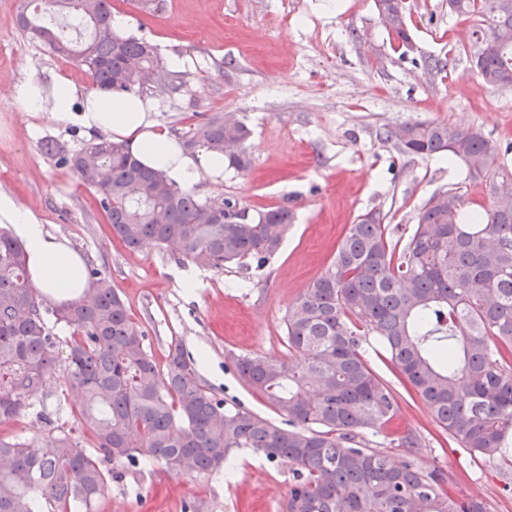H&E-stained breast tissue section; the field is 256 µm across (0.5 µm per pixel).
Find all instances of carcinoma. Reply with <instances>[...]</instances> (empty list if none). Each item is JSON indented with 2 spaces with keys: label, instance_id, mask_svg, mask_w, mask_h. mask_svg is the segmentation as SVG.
Here are the masks:
<instances>
[{
  "label": "carcinoma",
  "instance_id": "cac0c4a2",
  "mask_svg": "<svg viewBox=\"0 0 512 512\" xmlns=\"http://www.w3.org/2000/svg\"><path fill=\"white\" fill-rule=\"evenodd\" d=\"M22 37L86 68L96 89L111 94L184 87L181 72L143 39L109 30V0H28ZM380 23L408 57L412 36L404 0H375ZM448 9L477 19L471 31L476 72L491 88L512 86V40L490 39L491 27L512 31V0H448ZM162 65L154 87L130 67ZM250 127L232 114L205 117L183 135L184 146L248 167ZM401 155L446 156L468 178L489 186L488 204L467 210L445 191L420 208L407 229L377 210L348 225L332 264L298 298L285 320L288 358L235 359L240 378L286 417L275 424L205 386L181 345L170 346L164 371L148 350L110 277L90 268L93 288L51 306L28 283L23 243L0 229V423L34 413L51 438L0 437V512H93L110 480L127 466L160 463L174 473L231 469L249 449L288 466L285 512H487L477 498L447 487L444 471L414 459L417 433L397 438L402 455L365 438L398 412L395 392L370 368L367 346L391 362L450 438L484 460L503 458L512 435V152L476 130L407 121L386 132ZM47 154L70 165L100 195L112 232L134 250L174 247L182 259L242 279L281 246L294 221L285 206L250 209L237 199H201L136 160L120 142L101 139L73 152L56 141ZM71 329L66 357L50 323ZM64 369L80 395L72 426L51 418L36 396ZM93 440V450L79 434ZM112 464L107 469L103 463Z\"/></svg>",
  "mask_w": 512,
  "mask_h": 512
}]
</instances>
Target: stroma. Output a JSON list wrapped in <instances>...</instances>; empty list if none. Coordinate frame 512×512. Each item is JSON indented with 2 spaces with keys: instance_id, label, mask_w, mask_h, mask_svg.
Returning a JSON list of instances; mask_svg holds the SVG:
<instances>
[{
  "instance_id": "stroma-1",
  "label": "stroma",
  "mask_w": 512,
  "mask_h": 512,
  "mask_svg": "<svg viewBox=\"0 0 512 512\" xmlns=\"http://www.w3.org/2000/svg\"><path fill=\"white\" fill-rule=\"evenodd\" d=\"M111 0L126 32L164 58H183L185 86L157 96V120L176 135L215 112L252 128L250 166L228 168L219 188L200 198H236L259 210L291 205L296 219L278 253L239 287L237 269L215 271L182 260L172 248L134 251L116 237L98 194L70 167L46 154L49 141L79 148L76 127L37 112L21 119L9 105L20 80L67 77L91 88L87 72L17 27L20 0H0V192L69 239L88 267L105 271L133 321L145 326L157 366L170 344L197 361L203 383L227 403L273 422L282 417L239 377L234 360L288 355L284 321L309 283L332 263L348 224L380 210L389 224L410 225L432 195L456 190L467 204L486 203V184L459 163L398 154L387 130L410 121L477 129L498 145L512 142V87H487L473 68L472 21L448 0H407L411 58L390 42L374 0ZM234 59L225 68V59ZM445 68L434 71L431 60ZM398 430L422 439V469L445 470L459 496L480 487L489 512H512V467L474 457L446 439L416 397L402 396ZM288 469L241 451L228 473L173 474L160 464L110 482L94 512H282Z\"/></svg>"
}]
</instances>
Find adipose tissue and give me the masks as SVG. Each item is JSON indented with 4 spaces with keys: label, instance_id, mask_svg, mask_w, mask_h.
Listing matches in <instances>:
<instances>
[{
    "label": "adipose tissue",
    "instance_id": "obj_1",
    "mask_svg": "<svg viewBox=\"0 0 512 512\" xmlns=\"http://www.w3.org/2000/svg\"><path fill=\"white\" fill-rule=\"evenodd\" d=\"M10 100L21 117L42 112L56 123L78 127L87 140L101 136L126 143L143 164L161 170L181 188H194L205 178L215 187L224 180L223 156L204 149L187 151L157 121L151 98L81 90L59 77L47 89L31 79L22 81L15 85ZM0 223L10 225L25 246L31 287L57 303L83 296L89 287L83 274L85 261L64 237L50 233L30 210L4 193L0 194Z\"/></svg>",
    "mask_w": 512,
    "mask_h": 512
}]
</instances>
